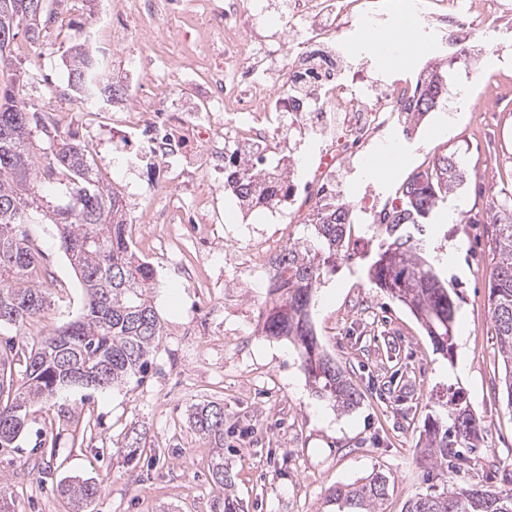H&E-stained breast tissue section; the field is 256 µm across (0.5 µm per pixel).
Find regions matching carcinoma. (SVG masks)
<instances>
[{"mask_svg": "<svg viewBox=\"0 0 512 512\" xmlns=\"http://www.w3.org/2000/svg\"><path fill=\"white\" fill-rule=\"evenodd\" d=\"M96 66L94 53L81 48L69 70L75 91L87 98L109 91L93 80ZM32 80L27 71L20 79L18 70L0 68V310H9V318L0 317V324L21 327L44 304L43 289L34 282L37 258L22 231L25 217L37 203L43 176L65 183L68 189L70 203L53 211V223L87 302L80 320L22 355L27 378L23 390L12 396L0 391L1 448L12 447L21 434L30 404L72 384L75 373L100 367L107 386L144 374L161 336L149 299L153 269L132 248L121 192L101 182L93 157L79 140H60L47 165L36 166L32 133L45 121L43 113L31 110L24 101ZM443 87V75L427 74L402 111L419 118L426 115ZM465 180L466 172L457 159L441 156L402 187L400 209L367 225L386 236L365 266L368 281L407 307L445 358L453 356L456 289L448 281L442 259L427 251L425 241L429 216ZM351 215V207L345 204L321 214L307 238L274 259L277 281L261 328L267 337L294 344L312 390L343 411L357 407L361 394L319 344L310 305L338 265L353 259L346 242ZM491 224L497 260L488 278V306L504 368L506 407L512 409V208L495 212ZM448 405L446 418H437L424 429L423 459L431 470L449 468L459 474L470 466L466 450L476 447L484 426L482 417L461 395H452ZM191 420L214 447H224L223 407L199 403ZM387 491V477L375 473L360 485L334 490L331 500L348 512H382ZM65 493L85 505L99 494V488L75 478ZM405 512H512V476L495 488L454 483L434 489L410 499Z\"/></svg>", "mask_w": 512, "mask_h": 512, "instance_id": "carcinoma-1", "label": "carcinoma"}]
</instances>
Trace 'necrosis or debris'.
Here are the masks:
<instances>
[{
    "instance_id": "necrosis-or-debris-1",
    "label": "necrosis or debris",
    "mask_w": 512,
    "mask_h": 512,
    "mask_svg": "<svg viewBox=\"0 0 512 512\" xmlns=\"http://www.w3.org/2000/svg\"><path fill=\"white\" fill-rule=\"evenodd\" d=\"M181 4L178 24L153 27L168 0H116L127 24L97 47L109 61L135 56L143 80L113 98L123 114L112 136L164 196L153 223H223L232 170H263L254 194L271 216L311 224L342 205L345 172L388 148L385 132L413 90L407 78L388 85L341 68L357 28L380 31L388 0H286L274 15L263 0ZM491 19L512 21V0H413L404 22L461 47ZM313 135L322 149L305 175L295 147Z\"/></svg>"
}]
</instances>
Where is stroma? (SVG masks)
I'll return each instance as SVG.
<instances>
[{
  "label": "stroma",
  "instance_id": "1",
  "mask_svg": "<svg viewBox=\"0 0 512 512\" xmlns=\"http://www.w3.org/2000/svg\"><path fill=\"white\" fill-rule=\"evenodd\" d=\"M113 0H56L67 25L44 23L35 56L25 35L18 68L36 73L27 98L40 107L45 86L66 81L79 26L99 20L98 37L112 33ZM396 42L374 52L363 32L354 35L349 65L369 74L385 71L419 77L438 68L447 88L458 91L456 116L447 99L413 124L397 120L392 139L399 155L387 179L357 169L344 192L355 207L351 262L326 279L310 319L323 349L341 366L361 395L353 410L340 411L311 389L298 350L287 340L262 336L261 316L270 302L265 289L249 285L244 268H225L224 250L243 249L253 238L276 236L303 241L304 224H273L260 213L242 214L235 198L224 199L218 234L169 236L164 224L146 223L160 205L148 192L140 164L112 140V112L87 114L72 103L76 125L91 134V152L103 179L120 190L128 217L140 223L131 241L154 269L150 300L161 338L142 380L110 388L72 386L37 401L15 447L0 448V484L15 512H74L62 495L73 479L95 484L99 494L82 512H215L231 494L244 512H336L332 489L380 472L389 479L384 512H404L406 501L445 483L495 486L512 471V410L502 389L503 364L488 312V273L495 262L488 222L501 199L512 195V25L488 22L459 55L428 32L414 34L417 48ZM486 101L491 117L476 112ZM464 163L467 181L451 194L429 244L448 254L449 276L458 292L452 359L437 353L425 330L399 302L370 286L363 255L377 250L381 236L366 228L359 207L364 197H400L414 173L438 157ZM69 201L63 187L47 184L23 229L38 256L41 310L22 328L0 325V356L29 350L83 313L84 290L61 246L50 216ZM196 264L195 277L181 268ZM220 280L204 289L203 281ZM464 372H457V364ZM461 392L484 420L470 466L459 475L428 474L420 432L426 417L442 413L452 393ZM224 408V447L215 449L189 421L195 404ZM145 438L136 461L126 459L127 439ZM223 458L231 479L219 492L210 474Z\"/></svg>",
  "mask_w": 512,
  "mask_h": 512
}]
</instances>
